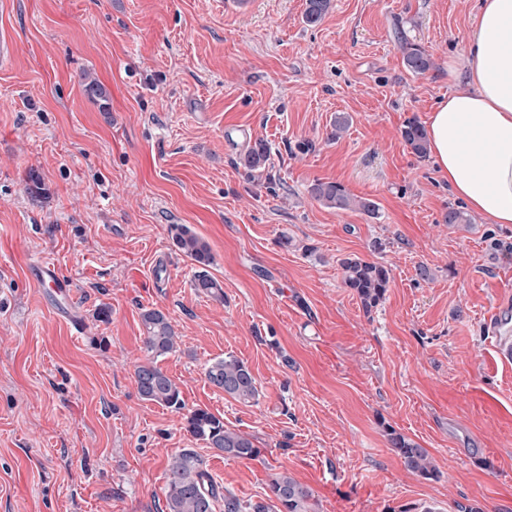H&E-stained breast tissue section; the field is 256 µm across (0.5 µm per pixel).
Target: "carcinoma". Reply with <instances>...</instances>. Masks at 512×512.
Instances as JSON below:
<instances>
[{
    "label": "carcinoma",
    "mask_w": 512,
    "mask_h": 512,
    "mask_svg": "<svg viewBox=\"0 0 512 512\" xmlns=\"http://www.w3.org/2000/svg\"><path fill=\"white\" fill-rule=\"evenodd\" d=\"M331 6V0H306L305 22L317 24ZM406 68L414 74H424L434 67L432 55L417 45L404 48ZM401 136L411 152L419 158L429 153V140L425 128L408 122ZM270 158L268 145L259 140L240 157V164L251 172L262 171ZM311 196L324 206L337 210H357L369 216L377 213V204L366 197L349 194L343 186L331 181H316L310 187ZM173 246L196 266L194 287L215 296L222 295L220 284L209 272L213 256L207 243L185 224L170 228ZM343 284L353 291L365 310L381 303L390 286V269L378 262L359 257L342 260ZM144 331L146 361L135 371L137 390L142 399L173 411L185 408L176 383L158 366V359L177 347L176 333L167 315L158 309H146L141 315ZM207 381L224 391L234 400L252 403L259 395L257 381L247 364L227 355L213 359L205 368ZM185 430L195 439L203 441L230 459L254 460L261 449L253 439L224 426V419L204 408H196L185 416ZM390 450L400 459L403 467L426 480L440 477L429 453L419 444L395 430L388 433ZM312 493L286 473L275 475L267 485L265 499L244 505L234 496H226L203 461L192 448H184L168 459L165 512H314Z\"/></svg>",
    "instance_id": "1"
}]
</instances>
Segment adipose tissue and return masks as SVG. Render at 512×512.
<instances>
[{"mask_svg":"<svg viewBox=\"0 0 512 512\" xmlns=\"http://www.w3.org/2000/svg\"><path fill=\"white\" fill-rule=\"evenodd\" d=\"M472 66L428 117L430 153L454 194L492 224H512V0H481Z\"/></svg>","mask_w":512,"mask_h":512,"instance_id":"adipose-tissue-1","label":"adipose tissue"}]
</instances>
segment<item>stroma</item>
Here are the masks:
<instances>
[{
	"mask_svg": "<svg viewBox=\"0 0 512 512\" xmlns=\"http://www.w3.org/2000/svg\"><path fill=\"white\" fill-rule=\"evenodd\" d=\"M477 7L331 0L310 26L306 0H0V512H161L184 448L245 504L285 472L317 512H512V360L486 328L512 291V224H445L458 199L401 137L468 73ZM407 42L433 70L404 67ZM259 139L260 177L237 165ZM318 180L377 216L322 206ZM174 224L208 243L223 297L195 288ZM349 257L390 270L372 310L342 283ZM47 260L74 284V319L32 276ZM152 308L178 336L158 364L186 410L222 416L260 458H224L141 399ZM228 354L256 402L208 383ZM391 428L440 480L405 470Z\"/></svg>",
	"mask_w": 512,
	"mask_h": 512,
	"instance_id": "1",
	"label": "stroma"
}]
</instances>
